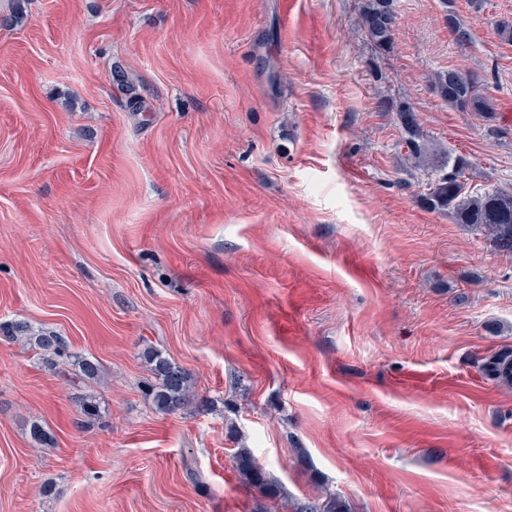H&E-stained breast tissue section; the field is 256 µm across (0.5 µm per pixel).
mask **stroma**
Returning a JSON list of instances; mask_svg holds the SVG:
<instances>
[{
    "mask_svg": "<svg viewBox=\"0 0 512 512\" xmlns=\"http://www.w3.org/2000/svg\"><path fill=\"white\" fill-rule=\"evenodd\" d=\"M359 2L0 0V324L102 366L77 386L0 336V512H512V388L479 370L512 257L421 205L397 112L512 190V0H452L465 46L394 0L386 50ZM152 349L210 410H154ZM434 84L448 105L469 108L471 112H478L483 117L493 114L490 100L480 93L471 76L457 70H446L435 76ZM234 459L236 470L243 482L258 490L275 492L272 483L266 476L265 468L258 462L251 451L246 448H240Z\"/></svg>",
    "mask_w": 512,
    "mask_h": 512,
    "instance_id": "1",
    "label": "stroma"
}]
</instances>
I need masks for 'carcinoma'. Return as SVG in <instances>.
Returning a JSON list of instances; mask_svg holds the SVG:
<instances>
[{"instance_id": "1", "label": "carcinoma", "mask_w": 512, "mask_h": 512, "mask_svg": "<svg viewBox=\"0 0 512 512\" xmlns=\"http://www.w3.org/2000/svg\"><path fill=\"white\" fill-rule=\"evenodd\" d=\"M393 0H361L358 24L377 46L392 43L390 23L394 18ZM435 88L451 106L468 108L486 117L493 114L490 100L483 96L476 81L457 70H446L435 76ZM400 119L406 134L404 144L407 158L415 168H423L434 175L422 195L426 209L448 215L455 224L476 226L484 231L493 247L506 256H512V193L505 189L492 190L472 196L465 190L463 178L470 167L464 156L452 158L440 153L420 135L415 112L408 106L400 110ZM6 337L40 351L43 360L58 366L64 360H73L77 384L88 385L100 377L99 363L87 357L70 353L66 337L26 321H13L0 327ZM153 381L147 387V396L160 414H172L194 400V381L183 368L155 350L148 355ZM480 371L490 379L512 386V350L505 349L483 362ZM236 470L248 486L273 491L265 468L246 448L234 456ZM296 512H345L342 501L329 494L316 503L297 505Z\"/></svg>"}]
</instances>
